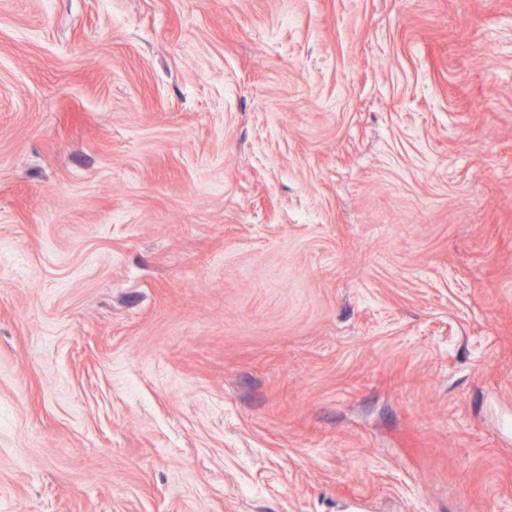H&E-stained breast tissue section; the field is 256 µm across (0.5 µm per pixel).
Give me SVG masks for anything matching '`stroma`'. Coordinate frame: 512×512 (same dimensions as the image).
<instances>
[{"instance_id": "obj_1", "label": "stroma", "mask_w": 512, "mask_h": 512, "mask_svg": "<svg viewBox=\"0 0 512 512\" xmlns=\"http://www.w3.org/2000/svg\"><path fill=\"white\" fill-rule=\"evenodd\" d=\"M512 512V0H0V512Z\"/></svg>"}]
</instances>
